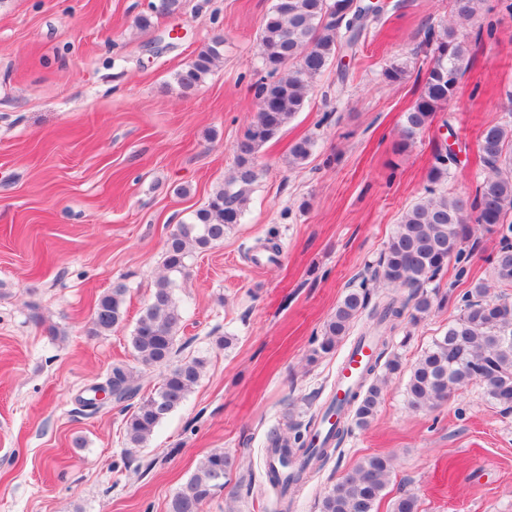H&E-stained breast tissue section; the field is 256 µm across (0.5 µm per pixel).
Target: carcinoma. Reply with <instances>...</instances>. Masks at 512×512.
Segmentation results:
<instances>
[{"instance_id":"obj_1","label":"carcinoma","mask_w":512,"mask_h":512,"mask_svg":"<svg viewBox=\"0 0 512 512\" xmlns=\"http://www.w3.org/2000/svg\"><path fill=\"white\" fill-rule=\"evenodd\" d=\"M480 0H452L455 22L424 30V43L432 58L420 92L403 114L397 150L404 151L414 136L430 125L437 112L452 100L470 63L471 44L461 37L458 26L477 13ZM381 7L365 0H275L263 16L259 29L262 70L266 76L254 84L258 109L237 145L235 169L207 204L195 211L191 221L176 225L164 253V274L157 281L151 300L139 317L130 337L133 353L145 367L164 366L162 379L126 420V440L131 448H142L157 427L179 408L199 383L205 362L199 357L176 364L178 333L184 325L182 308L175 296L176 281L188 275V260L198 250L224 241V234L240 223L252 186L258 180V154L282 129L303 111L314 79L336 60L341 50H353L368 22L378 19ZM224 38L217 37L203 47L178 74L181 87L190 89L223 58ZM314 147L311 137H303L290 147V164L299 167ZM478 150L487 169L469 198H450L430 188L427 196L413 204L380 256L371 279H381L408 289L398 298L373 299L374 289L362 282L351 288L337 304L316 339L311 357L332 352L347 336L354 322L366 316L372 330L357 343L369 339L374 356L365 366L356 391L344 400L342 411L354 416L363 427L375 417L382 401L387 376L402 368L396 354L386 357L389 340L386 329L409 320L416 324L433 309L442 307L447 295L429 284L448 267L460 264L468 255L463 244L476 224L500 234V247L493 261V280L500 288H512V120L487 125L478 136ZM456 156L439 153L429 173L437 184L448 177ZM127 288L112 286L94 306L92 334L112 331L124 320ZM460 314L448 323L444 335L435 339L411 366L405 386L409 408H431L452 392L470 383L483 386L487 400L505 412H512V298L489 297V285L479 283L461 297ZM385 374H378L379 364ZM108 388L112 399L122 402L137 395L141 385L123 365L112 367L106 384H95V393ZM349 427L333 428L330 444L314 448L303 440L300 428L287 436L272 439L271 447L282 449L281 469L266 468V479L287 493L288 486L302 482L312 465L322 466L332 447L339 446ZM232 466L224 450L208 454L193 474L178 488L167 512H202L204 504L224 490V478ZM390 459L382 455L366 458L349 477L336 482L323 496L320 512H374L384 491Z\"/></svg>"}]
</instances>
